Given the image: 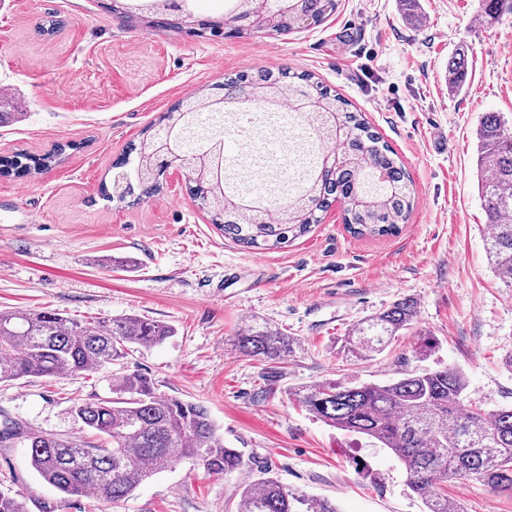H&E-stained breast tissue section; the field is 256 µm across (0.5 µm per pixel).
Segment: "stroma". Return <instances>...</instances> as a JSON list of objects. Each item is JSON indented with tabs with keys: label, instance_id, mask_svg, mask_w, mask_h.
<instances>
[{
	"label": "stroma",
	"instance_id": "obj_1",
	"mask_svg": "<svg viewBox=\"0 0 512 512\" xmlns=\"http://www.w3.org/2000/svg\"><path fill=\"white\" fill-rule=\"evenodd\" d=\"M107 0H0V155L61 163L0 178V310L53 311L85 321L132 315L171 327L161 344L82 374L0 382V423L75 439L78 402L112 395L125 374L158 393L203 404L243 469L210 476L191 461L165 469L119 503L68 497L42 482L22 445L0 447V488L28 512H235L242 489L270 467L288 487L340 512H424L397 458L373 440L313 418L302 391L326 380L387 382L416 368L453 367L467 402L512 405V284L486 253L475 130L481 113L512 118V16L476 21L478 0H337L333 14L287 32L197 37L125 21ZM57 16L51 35L41 25ZM467 47L464 90L448 91V60ZM310 74L361 112L411 179L413 210L398 234L357 238L340 204L285 246L225 238L168 169L158 194L103 200L100 186L129 147L153 139L164 113L247 71ZM261 100L238 113L229 141L275 153ZM111 258L112 268L101 259ZM418 302L415 327L383 353L354 361L343 339L394 301ZM265 323L296 339L284 363L244 355L239 330ZM432 352L417 353L421 337ZM464 512H512V495L448 484Z\"/></svg>",
	"mask_w": 512,
	"mask_h": 512
}]
</instances>
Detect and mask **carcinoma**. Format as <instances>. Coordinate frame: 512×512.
I'll use <instances>...</instances> for the list:
<instances>
[{"label":"carcinoma","mask_w":512,"mask_h":512,"mask_svg":"<svg viewBox=\"0 0 512 512\" xmlns=\"http://www.w3.org/2000/svg\"><path fill=\"white\" fill-rule=\"evenodd\" d=\"M113 0L109 9L127 17L152 18L162 27L180 29L191 13L188 0H172L164 10L139 11ZM478 22L512 14V0H481ZM336 9V0H291L288 13L256 28L291 30L308 20L321 21ZM225 28L241 35L239 2L229 0ZM468 75L465 48L448 61V90H462ZM321 103V111L304 116L311 144L302 166L306 176L264 200L269 211H288L279 223L253 224L242 217L241 201L252 192L229 178L237 156L224 159L220 174H196L189 195L207 209L211 223L224 237L249 248L270 249L302 237L319 223V214L334 202L343 208V224L357 237L387 236L405 223L414 206L409 175L394 150L372 130L359 112L309 77L287 70L242 73L224 84L234 91L254 89L269 96L293 94L298 82ZM335 115L348 128L341 145L344 163L332 170L320 164L321 141L327 118ZM165 127L173 130L180 154L191 159L224 141V113L202 108L188 119L167 112ZM478 191L489 233L486 252L497 275L512 282V126L500 112H485L477 129ZM152 144L141 145L135 162L114 165L112 186L101 185L106 200L139 201L160 189ZM63 148L35 155L19 152L0 159V174L27 175L62 161ZM224 185V206L207 205L209 181ZM418 303L412 297L393 302L381 312L355 324L344 348L357 360L382 353L403 330L414 326ZM172 336L166 325L138 317L77 321L51 311L0 310V381L29 377H56L112 365L128 356L131 345L150 347ZM245 354L264 360H284L294 341L267 326L250 324L235 338ZM464 374L454 368L409 370L387 383L351 384L342 381L310 386L300 403L312 417L337 429L365 435L390 450L401 462L410 491L426 512H459L448 500L445 485L454 479H475L490 490L512 493V406L486 409L466 406ZM116 397L74 405V412L98 441L59 437L28 430L4 421L0 446L21 439L29 449L33 470L47 484L67 496L95 495L114 504L129 497L159 471L191 460L208 475H226L246 462L224 437L208 409L192 401L156 393L151 380L138 372L122 376L113 389ZM0 512H27L25 502L9 490H0ZM236 512H340L335 503L293 490L265 468L241 492Z\"/></svg>","instance_id":"obj_1"}]
</instances>
